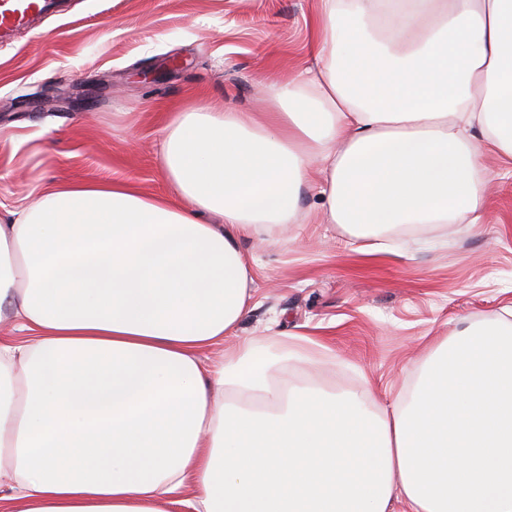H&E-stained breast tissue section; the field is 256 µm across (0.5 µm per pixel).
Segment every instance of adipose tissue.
Masks as SVG:
<instances>
[{
	"instance_id": "adipose-tissue-1",
	"label": "adipose tissue",
	"mask_w": 512,
	"mask_h": 512,
	"mask_svg": "<svg viewBox=\"0 0 512 512\" xmlns=\"http://www.w3.org/2000/svg\"><path fill=\"white\" fill-rule=\"evenodd\" d=\"M316 68L263 112L165 126L175 195L46 186L0 219V493L24 512H512V324H468L383 414L239 338V241L303 188L355 229L484 219L512 166V0H320ZM236 338L217 363L211 347Z\"/></svg>"
}]
</instances>
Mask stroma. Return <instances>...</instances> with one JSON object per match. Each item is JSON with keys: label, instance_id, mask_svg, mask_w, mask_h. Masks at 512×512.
<instances>
[{"label": "stroma", "instance_id": "1", "mask_svg": "<svg viewBox=\"0 0 512 512\" xmlns=\"http://www.w3.org/2000/svg\"><path fill=\"white\" fill-rule=\"evenodd\" d=\"M320 0H66L0 38V215L42 188L125 179L172 195L159 142L187 99L214 112L264 106L273 80L313 64ZM160 70L158 81L141 70ZM87 90L82 109L44 98ZM486 156V221L358 234L319 223L301 194L295 224L247 237L254 297L239 336L276 353L315 339L292 379L343 394L371 385L372 410L414 385L437 343L512 306V178Z\"/></svg>", "mask_w": 512, "mask_h": 512}]
</instances>
